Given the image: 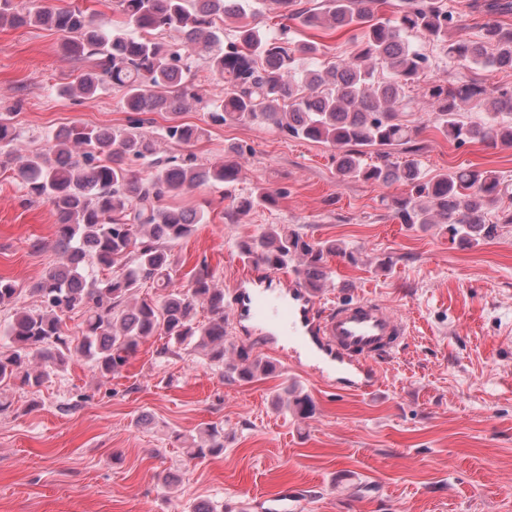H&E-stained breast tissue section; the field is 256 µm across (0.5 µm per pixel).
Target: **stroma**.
<instances>
[{
    "instance_id": "stroma-1",
    "label": "stroma",
    "mask_w": 512,
    "mask_h": 512,
    "mask_svg": "<svg viewBox=\"0 0 512 512\" xmlns=\"http://www.w3.org/2000/svg\"><path fill=\"white\" fill-rule=\"evenodd\" d=\"M289 42L324 47L319 67L350 53V32L292 23ZM429 68L408 88L422 97L430 79L457 73L512 86V70H460L439 46L418 40ZM81 66L59 33L0 26V108L16 111L31 149L69 124L126 125L121 94L92 101L63 95ZM196 82L202 101L181 122L207 127L194 151L200 162L222 160L230 144L244 160L233 189L280 191L272 208H256L233 224L220 185L199 187L181 203L204 211V223L174 244V285L186 287L200 260L232 293L251 259L240 249L268 224H285L312 241L333 240L325 301L370 297L407 320L411 333L382 363L374 386L350 394L275 359L276 371L232 384L206 356L188 350L158 356V338L141 343L119 374L103 378L85 361L52 374L40 393L12 386L0 414V512H190L199 503L226 512H266L271 496L296 492V512H512V224L480 246L451 243L445 225L409 226L389 203L405 186L340 179L335 149L284 136L270 124H209L224 83L207 70ZM430 177L459 167L494 170L512 181V148L450 142L433 125L416 140ZM56 216L44 201L0 171V275L38 307L30 287L60 262ZM45 248L33 251L30 243ZM388 260V269L378 261ZM294 386L316 406L300 419L272 400ZM224 427V452L196 459L188 438ZM351 470L354 481L336 475Z\"/></svg>"
}]
</instances>
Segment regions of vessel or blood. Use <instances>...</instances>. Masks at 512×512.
<instances>
[{"mask_svg":"<svg viewBox=\"0 0 512 512\" xmlns=\"http://www.w3.org/2000/svg\"><path fill=\"white\" fill-rule=\"evenodd\" d=\"M232 315L255 320L294 343L313 373L322 379L335 373L337 387L349 392L372 387L379 376L377 359L396 350L408 334L406 322L378 300L327 305L289 276L277 291L236 289Z\"/></svg>","mask_w":512,"mask_h":512,"instance_id":"vessel-or-blood-1","label":"vessel or blood"}]
</instances>
